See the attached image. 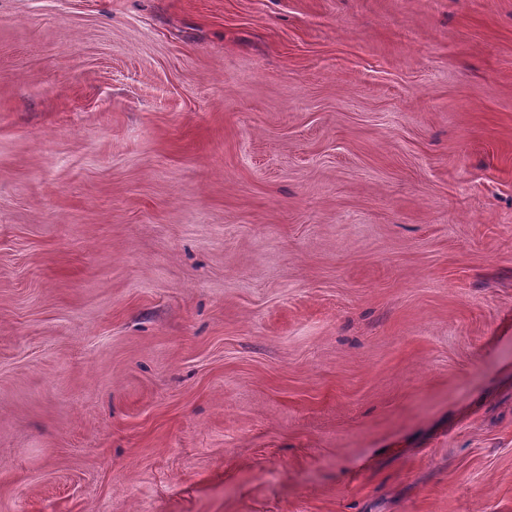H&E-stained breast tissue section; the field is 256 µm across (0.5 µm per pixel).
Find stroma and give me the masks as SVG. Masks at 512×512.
Instances as JSON below:
<instances>
[{
  "label": "stroma",
  "instance_id": "1",
  "mask_svg": "<svg viewBox=\"0 0 512 512\" xmlns=\"http://www.w3.org/2000/svg\"><path fill=\"white\" fill-rule=\"evenodd\" d=\"M0 512H512V0H0Z\"/></svg>",
  "mask_w": 512,
  "mask_h": 512
}]
</instances>
